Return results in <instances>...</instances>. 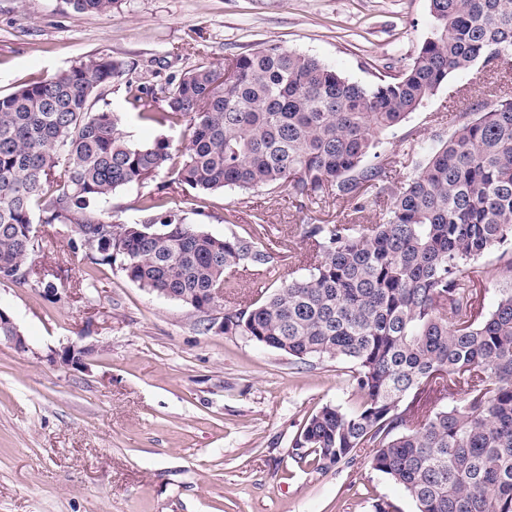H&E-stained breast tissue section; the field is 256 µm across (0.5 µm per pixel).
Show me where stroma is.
I'll use <instances>...</instances> for the list:
<instances>
[{"mask_svg":"<svg viewBox=\"0 0 512 512\" xmlns=\"http://www.w3.org/2000/svg\"><path fill=\"white\" fill-rule=\"evenodd\" d=\"M429 0H119L80 14L64 0H0V96L93 56L125 61L157 87L200 64L278 44L320 59L362 83L401 69L434 29ZM512 80L475 66L451 76L397 128L380 152L402 153L405 136L429 148L449 112H479ZM130 140L182 129L140 120L123 85L104 92ZM165 188L186 223L221 237L263 221L272 244L305 273L301 225L375 222L353 203L290 202L287 192L227 188L197 199L160 174L114 192L116 224L142 220L140 199ZM42 247L29 262L54 298L0 281V308L29 350L0 344V512H372L384 497L400 512L412 500L364 460L326 471L298 463L292 439L326 404L356 401L339 363L312 366L244 336L205 329L206 314L145 290L119 265H93L71 245L73 228L37 224ZM96 342L85 364L52 354L77 337Z\"/></svg>","mask_w":512,"mask_h":512,"instance_id":"35a3bbf8","label":"stroma"}]
</instances>
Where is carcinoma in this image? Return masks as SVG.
<instances>
[{
	"label": "carcinoma",
	"mask_w": 512,
	"mask_h": 512,
	"mask_svg": "<svg viewBox=\"0 0 512 512\" xmlns=\"http://www.w3.org/2000/svg\"><path fill=\"white\" fill-rule=\"evenodd\" d=\"M119 0H65L105 13ZM436 26L411 61L368 84L277 45L199 65L159 88L126 80L140 117L185 126L183 152L158 138L134 144L97 107L129 72L92 57L0 96V278L29 282L41 223L72 226L95 265L197 309L225 272L266 267L277 283L259 303L224 308V333L249 336L293 361L348 365L360 402L327 404L295 435L316 470L366 453L416 512H512V289L484 311L488 279L472 264L512 242V94L448 117V137L398 173L378 158L398 127L456 72L512 67V0H430ZM200 194L286 187L294 200L334 197L375 224H304L308 273L287 277L263 244L265 225L216 237L184 222L167 197H142L145 217L116 225L96 208L162 170ZM438 388L448 404L403 401Z\"/></svg>",
	"instance_id": "1"
}]
</instances>
